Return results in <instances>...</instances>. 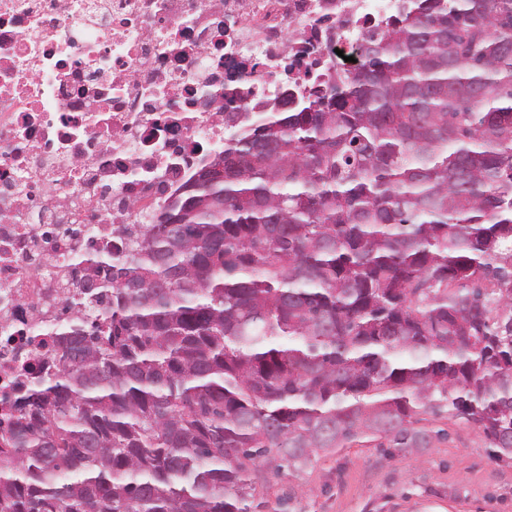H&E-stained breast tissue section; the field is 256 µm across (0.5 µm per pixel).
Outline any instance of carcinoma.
<instances>
[{"label": "carcinoma", "instance_id": "carcinoma-1", "mask_svg": "<svg viewBox=\"0 0 512 512\" xmlns=\"http://www.w3.org/2000/svg\"><path fill=\"white\" fill-rule=\"evenodd\" d=\"M248 97L224 181L99 260L106 326L51 330L0 512H257L321 451L434 447L427 415L512 458V0H398L355 66Z\"/></svg>", "mask_w": 512, "mask_h": 512}]
</instances>
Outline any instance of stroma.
Masks as SVG:
<instances>
[{
	"mask_svg": "<svg viewBox=\"0 0 512 512\" xmlns=\"http://www.w3.org/2000/svg\"><path fill=\"white\" fill-rule=\"evenodd\" d=\"M428 426L446 435L417 455L357 443L318 454L299 474L272 478L262 512H512V461L447 416Z\"/></svg>",
	"mask_w": 512,
	"mask_h": 512,
	"instance_id": "35a3bbf8",
	"label": "stroma"
}]
</instances>
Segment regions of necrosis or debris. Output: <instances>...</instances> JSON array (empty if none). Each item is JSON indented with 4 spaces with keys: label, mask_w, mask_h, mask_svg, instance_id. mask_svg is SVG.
<instances>
[{
    "label": "necrosis or debris",
    "mask_w": 512,
    "mask_h": 512,
    "mask_svg": "<svg viewBox=\"0 0 512 512\" xmlns=\"http://www.w3.org/2000/svg\"><path fill=\"white\" fill-rule=\"evenodd\" d=\"M392 0H0V418L53 363L67 306L104 309L89 252L130 236L224 146L230 79L357 56Z\"/></svg>",
    "instance_id": "1"
}]
</instances>
